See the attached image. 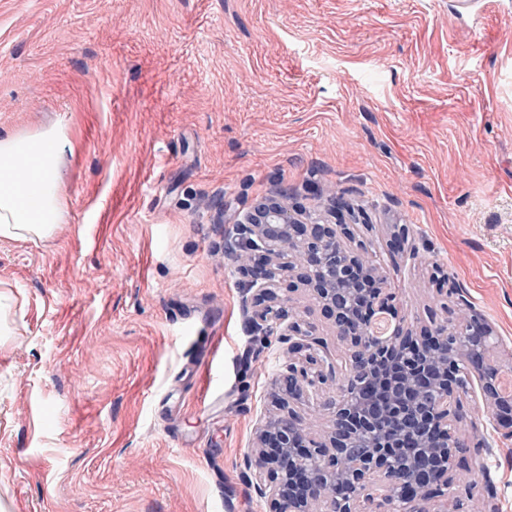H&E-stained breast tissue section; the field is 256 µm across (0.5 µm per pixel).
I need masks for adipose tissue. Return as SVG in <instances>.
<instances>
[{
  "mask_svg": "<svg viewBox=\"0 0 512 512\" xmlns=\"http://www.w3.org/2000/svg\"><path fill=\"white\" fill-rule=\"evenodd\" d=\"M65 129L0 136V239L44 240L63 220Z\"/></svg>",
  "mask_w": 512,
  "mask_h": 512,
  "instance_id": "1",
  "label": "adipose tissue"
}]
</instances>
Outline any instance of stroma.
Masks as SVG:
<instances>
[{"instance_id": "stroma-1", "label": "stroma", "mask_w": 512, "mask_h": 512, "mask_svg": "<svg viewBox=\"0 0 512 512\" xmlns=\"http://www.w3.org/2000/svg\"><path fill=\"white\" fill-rule=\"evenodd\" d=\"M483 3L453 25V0H0V134L71 142L63 224L0 241L6 512H270L243 459L279 354L247 355L224 234L271 194L343 197L408 321L465 297L512 367V0ZM463 402L448 497L487 466L512 512V438Z\"/></svg>"}]
</instances>
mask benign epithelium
<instances>
[{
	"instance_id": "1",
	"label": "benign epithelium",
	"mask_w": 512,
	"mask_h": 512,
	"mask_svg": "<svg viewBox=\"0 0 512 512\" xmlns=\"http://www.w3.org/2000/svg\"><path fill=\"white\" fill-rule=\"evenodd\" d=\"M249 264L250 323L273 322L283 362L270 383L275 408L260 414L244 461L250 488L270 512H461L444 489L442 461L466 448L453 433L465 410L460 393L476 384L494 430L512 436V390L493 355L499 337L476 312L435 327L408 322L383 267L345 244L350 224H329L271 196L236 218ZM413 248L396 225L389 251ZM303 285L344 354L338 370L321 351L314 323L282 293ZM328 412L310 431L294 409ZM483 512H500L484 467Z\"/></svg>"
}]
</instances>
